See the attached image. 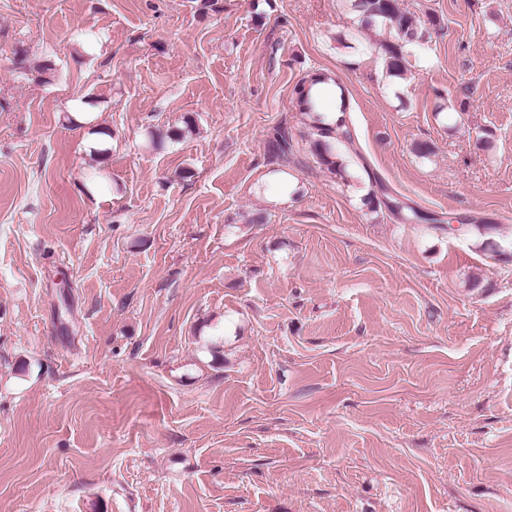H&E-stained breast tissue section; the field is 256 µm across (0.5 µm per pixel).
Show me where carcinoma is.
<instances>
[{"label":"carcinoma","instance_id":"carcinoma-1","mask_svg":"<svg viewBox=\"0 0 512 512\" xmlns=\"http://www.w3.org/2000/svg\"><path fill=\"white\" fill-rule=\"evenodd\" d=\"M350 8L358 14L360 23L369 27L388 25L394 30V36L381 44V49L387 73L394 77L404 76L409 64L408 48L424 37L415 18L401 11L398 0H350ZM14 65L16 69L38 81L46 80L49 71L44 65L28 66L22 54L17 55ZM319 82L321 79L313 75L303 80L296 89L297 101L302 107V112L312 116L311 127L316 136L314 151L319 162L330 173L343 179L347 174L349 160L337 148V144L343 141L352 142L353 135L347 124L350 105L341 85H336V111L340 112V116L334 124L326 122L323 115L318 113L317 103L313 97V87ZM270 145L275 155L282 159L288 157V128L279 126Z\"/></svg>","mask_w":512,"mask_h":512}]
</instances>
